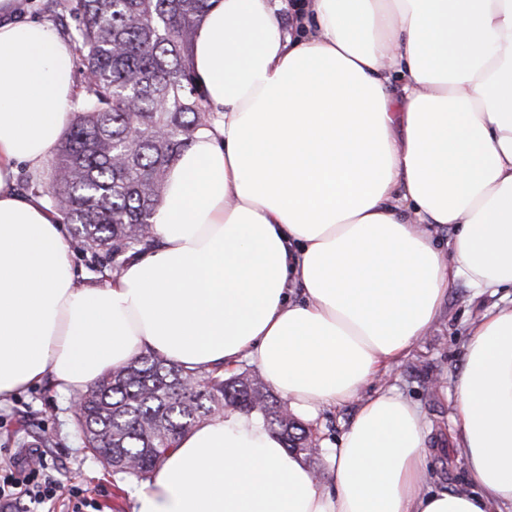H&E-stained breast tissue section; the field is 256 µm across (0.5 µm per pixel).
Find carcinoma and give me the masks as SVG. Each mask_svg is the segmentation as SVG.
Wrapping results in <instances>:
<instances>
[{"mask_svg":"<svg viewBox=\"0 0 512 512\" xmlns=\"http://www.w3.org/2000/svg\"><path fill=\"white\" fill-rule=\"evenodd\" d=\"M75 19L85 91L41 194L97 271H121L153 242L167 172L211 123L189 51L210 0H53ZM84 447L122 479H148L178 438L231 406L258 412L291 453L319 454L285 402L247 371L187 370L142 352L80 395Z\"/></svg>","mask_w":512,"mask_h":512,"instance_id":"carcinoma-1","label":"carcinoma"}]
</instances>
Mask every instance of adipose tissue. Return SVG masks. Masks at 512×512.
<instances>
[{
    "mask_svg": "<svg viewBox=\"0 0 512 512\" xmlns=\"http://www.w3.org/2000/svg\"><path fill=\"white\" fill-rule=\"evenodd\" d=\"M15 7L0 0V401L46 379L79 396L145 351L248 361L303 420L354 405L327 471L230 408L133 512H512V301L463 344L465 485L437 486L424 413L383 383L454 285L512 289V0H214L190 50L212 122L167 173L154 245L103 283L15 188L75 119L71 45Z\"/></svg>",
    "mask_w": 512,
    "mask_h": 512,
    "instance_id": "obj_1",
    "label": "adipose tissue"
}]
</instances>
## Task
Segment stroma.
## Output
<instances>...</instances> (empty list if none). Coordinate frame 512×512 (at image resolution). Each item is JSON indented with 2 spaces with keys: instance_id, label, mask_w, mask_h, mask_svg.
Returning a JSON list of instances; mask_svg holds the SVG:
<instances>
[{
  "instance_id": "stroma-1",
  "label": "stroma",
  "mask_w": 512,
  "mask_h": 512,
  "mask_svg": "<svg viewBox=\"0 0 512 512\" xmlns=\"http://www.w3.org/2000/svg\"><path fill=\"white\" fill-rule=\"evenodd\" d=\"M492 302L488 295L472 296L463 284L453 286L434 330L389 378L406 398L420 405L432 434L446 433L452 425L453 401L446 390L456 378L471 320ZM46 433L56 444L43 450L45 461L65 484L82 488L99 512H132L135 481L118 479L89 454L80 439L72 402L62 399L49 382L0 404V448L14 452L35 448Z\"/></svg>"
}]
</instances>
